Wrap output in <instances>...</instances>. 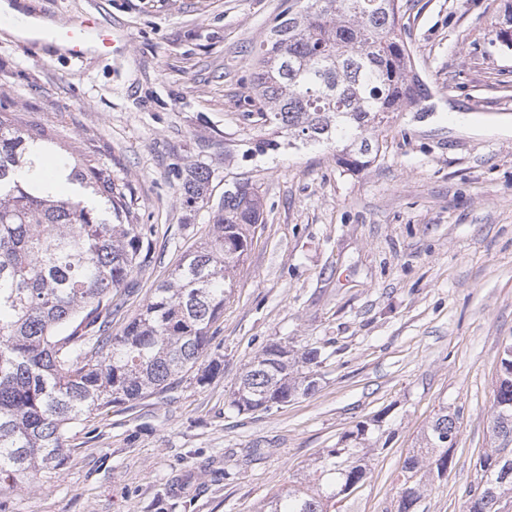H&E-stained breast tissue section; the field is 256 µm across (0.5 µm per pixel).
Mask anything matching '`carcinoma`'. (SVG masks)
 Returning <instances> with one entry per match:
<instances>
[{
    "instance_id": "obj_1",
    "label": "carcinoma",
    "mask_w": 512,
    "mask_h": 512,
    "mask_svg": "<svg viewBox=\"0 0 512 512\" xmlns=\"http://www.w3.org/2000/svg\"><path fill=\"white\" fill-rule=\"evenodd\" d=\"M399 0H288L254 60L261 120L307 144L340 148L351 168L378 152L376 128L426 94L398 35ZM491 43L512 51V0L487 22ZM58 144L43 128L0 114V480L25 483L63 467L69 433L97 410L167 390L207 354L211 328L234 294L232 271L262 223L253 184L224 192L211 236L187 253L141 312L110 331L114 299L141 266L145 234L125 187L92 150L47 159ZM196 167L183 190L203 194ZM316 349L278 342L255 357L233 391L239 412L269 411L315 387ZM458 417L443 407L423 446L401 466L397 512H413L426 480L452 464ZM492 448L479 461L466 512H500L512 494V343L495 380ZM340 445L319 457L318 483L271 496L260 512H335L336 495L361 487L366 466Z\"/></svg>"
}]
</instances>
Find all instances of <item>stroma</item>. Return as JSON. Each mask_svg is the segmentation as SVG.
Masks as SVG:
<instances>
[{
    "label": "stroma",
    "instance_id": "35a3bbf8",
    "mask_svg": "<svg viewBox=\"0 0 512 512\" xmlns=\"http://www.w3.org/2000/svg\"><path fill=\"white\" fill-rule=\"evenodd\" d=\"M504 2L401 0L427 97L349 169L331 147L271 146L257 119L253 58L288 0H17L60 27L95 13L121 38L76 63L0 32V112L54 130L60 155L94 150L144 226L151 252L113 332L205 239L235 182L250 179L263 222L212 329L219 371L95 412L62 469L0 482V512H258L314 484L317 458L341 441L370 458L342 512H396L402 463L442 406L459 415L453 463L415 512H465L512 342V52L486 28ZM195 165L211 178L190 201ZM274 342L320 350L315 388L237 412L232 391ZM361 422L366 440L352 439Z\"/></svg>",
    "mask_w": 512,
    "mask_h": 512
}]
</instances>
